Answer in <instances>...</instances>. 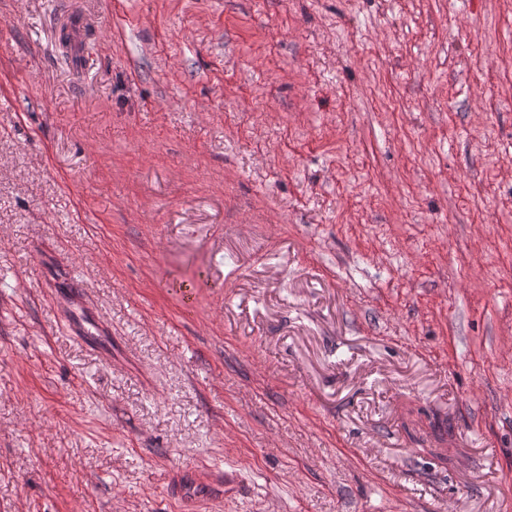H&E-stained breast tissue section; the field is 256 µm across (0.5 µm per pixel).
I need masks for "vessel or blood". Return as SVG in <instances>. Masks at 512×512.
Listing matches in <instances>:
<instances>
[{
	"label": "vessel or blood",
	"mask_w": 512,
	"mask_h": 512,
	"mask_svg": "<svg viewBox=\"0 0 512 512\" xmlns=\"http://www.w3.org/2000/svg\"><path fill=\"white\" fill-rule=\"evenodd\" d=\"M48 286L53 294L55 305L62 312V323L67 332L91 350L99 352L109 350L111 344L107 338L104 323L97 310L87 300L81 276L68 271L63 275L50 278ZM201 480L202 477L197 472L178 479L173 491L174 496L187 504H202L204 497L197 489Z\"/></svg>",
	"instance_id": "b4317fda"
}]
</instances>
